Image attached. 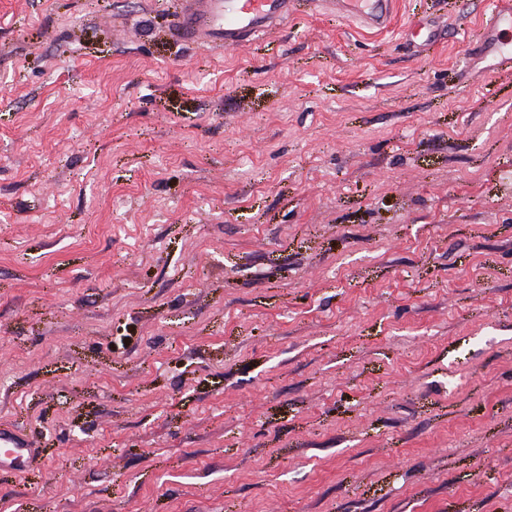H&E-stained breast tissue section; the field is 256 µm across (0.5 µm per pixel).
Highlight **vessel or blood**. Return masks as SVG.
I'll return each mask as SVG.
<instances>
[{
    "mask_svg": "<svg viewBox=\"0 0 512 512\" xmlns=\"http://www.w3.org/2000/svg\"><path fill=\"white\" fill-rule=\"evenodd\" d=\"M296 0H178L173 36L182 42L233 49L249 39L283 26ZM316 9L341 20L357 19L383 30L393 18L394 0H313ZM512 29V6L494 7L485 27L486 42L495 45L500 29ZM36 454L30 441L0 424V472L20 474Z\"/></svg>",
    "mask_w": 512,
    "mask_h": 512,
    "instance_id": "b4317fda",
    "label": "vessel or blood"
}]
</instances>
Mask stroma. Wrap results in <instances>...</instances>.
Masks as SVG:
<instances>
[{"mask_svg":"<svg viewBox=\"0 0 512 512\" xmlns=\"http://www.w3.org/2000/svg\"><path fill=\"white\" fill-rule=\"evenodd\" d=\"M487 2L220 50L177 0H0V423L40 450L0 512H512Z\"/></svg>","mask_w":512,"mask_h":512,"instance_id":"35a3bbf8","label":"stroma"}]
</instances>
